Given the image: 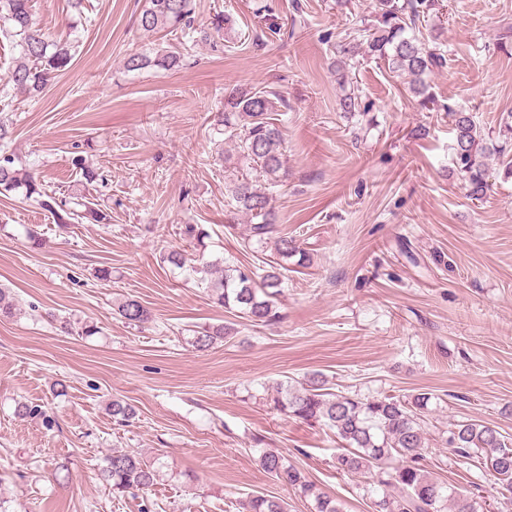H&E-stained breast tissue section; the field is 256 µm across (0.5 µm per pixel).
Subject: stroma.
<instances>
[{"mask_svg": "<svg viewBox=\"0 0 512 512\" xmlns=\"http://www.w3.org/2000/svg\"><path fill=\"white\" fill-rule=\"evenodd\" d=\"M144 0H32L51 38L75 55L42 95L7 84L16 56L0 20L1 145L35 171L48 195L102 210L61 228L38 198L0 194V284L18 295L0 316V499L8 512H236L261 491L307 502L264 473L254 437L300 467L344 512H373L365 475L337 472L333 431L285 417L268 393L290 377L322 374L361 398L431 397L425 466L483 512H502L494 474L446 444L471 419L512 440V178L488 158L491 189L470 199L452 163L446 112L426 110L384 63L356 57L339 85L335 48L378 22L375 0H195L196 23L223 14L210 39L197 30L148 34ZM418 28L448 64L431 91L471 112L482 131L512 125V0H435ZM180 67L125 68L156 45ZM351 87L369 112H342ZM278 92L289 175L275 188L281 233L305 252L281 261L231 215L224 160L234 144L213 128L233 91ZM98 171L86 182L73 162ZM206 230L187 240L185 225ZM38 245H31L30 236ZM186 251L263 277L279 266L277 323L224 312L195 276L161 261ZM109 280H99V270ZM133 298L148 323H124ZM55 321H48V314ZM63 320L98 334L60 332ZM233 325L200 352L194 332ZM131 404L132 425L107 406ZM45 418H21L18 404ZM163 462L150 492L113 495L98 475L112 450Z\"/></svg>", "mask_w": 512, "mask_h": 512, "instance_id": "1", "label": "stroma"}]
</instances>
